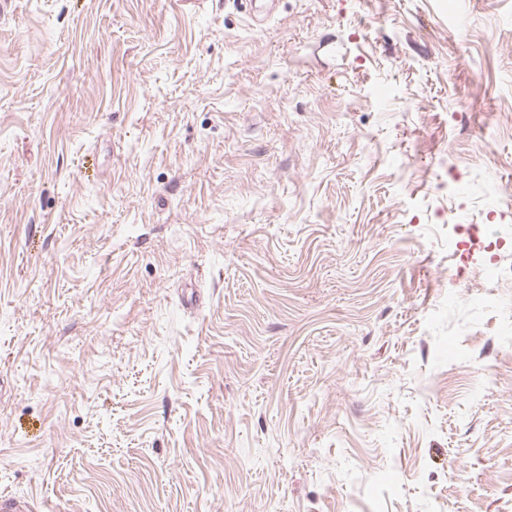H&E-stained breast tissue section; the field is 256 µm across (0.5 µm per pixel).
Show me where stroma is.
I'll list each match as a JSON object with an SVG mask.
<instances>
[{"label":"stroma","mask_w":512,"mask_h":512,"mask_svg":"<svg viewBox=\"0 0 512 512\" xmlns=\"http://www.w3.org/2000/svg\"><path fill=\"white\" fill-rule=\"evenodd\" d=\"M512 0H0V492L512 512Z\"/></svg>","instance_id":"stroma-1"}]
</instances>
